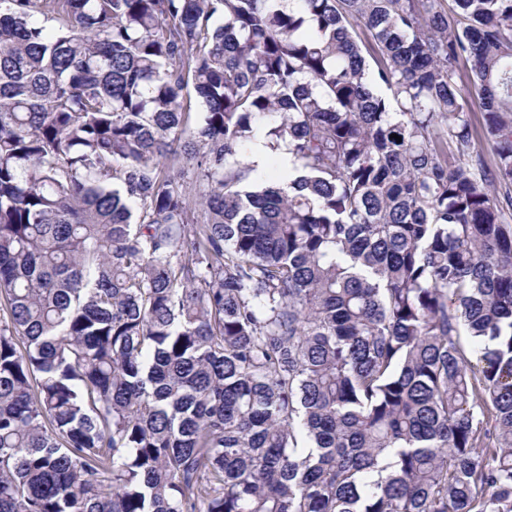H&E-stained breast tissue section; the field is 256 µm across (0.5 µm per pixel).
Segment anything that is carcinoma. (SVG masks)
Wrapping results in <instances>:
<instances>
[{
  "mask_svg": "<svg viewBox=\"0 0 512 512\" xmlns=\"http://www.w3.org/2000/svg\"><path fill=\"white\" fill-rule=\"evenodd\" d=\"M444 2L0 0V512H512V0Z\"/></svg>",
  "mask_w": 512,
  "mask_h": 512,
  "instance_id": "cac0c4a2",
  "label": "carcinoma"
}]
</instances>
